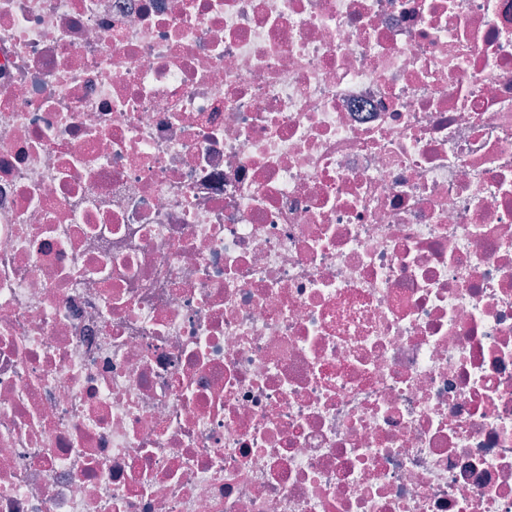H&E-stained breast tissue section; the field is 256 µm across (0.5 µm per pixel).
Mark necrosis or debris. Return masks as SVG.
<instances>
[{"label": "necrosis or debris", "instance_id": "4bbe7bcc", "mask_svg": "<svg viewBox=\"0 0 512 512\" xmlns=\"http://www.w3.org/2000/svg\"><path fill=\"white\" fill-rule=\"evenodd\" d=\"M0 512H512V0H0Z\"/></svg>", "mask_w": 512, "mask_h": 512}]
</instances>
